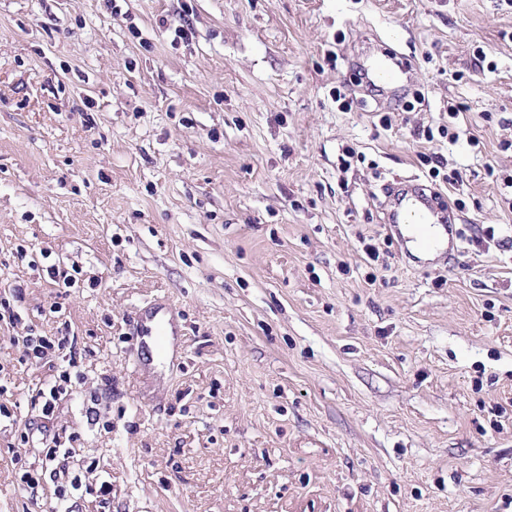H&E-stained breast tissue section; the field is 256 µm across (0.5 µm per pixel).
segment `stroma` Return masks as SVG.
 <instances>
[{
	"mask_svg": "<svg viewBox=\"0 0 512 512\" xmlns=\"http://www.w3.org/2000/svg\"><path fill=\"white\" fill-rule=\"evenodd\" d=\"M378 42L425 95L388 130L396 93L330 95ZM452 104L464 138L413 137ZM430 152L462 173L445 259L385 220ZM511 176L506 0H0V512H58L16 480L52 438L75 512H512ZM157 299L182 334L138 369ZM31 332L68 342L37 367ZM70 380V374L64 371L59 373L57 376L53 375V377L47 383H45L44 386H40L37 393V399L41 398L43 403V413H53L57 400H59L62 395L67 394L66 388L63 387L60 382L67 384V382H70Z\"/></svg>",
	"mask_w": 512,
	"mask_h": 512,
	"instance_id": "obj_1",
	"label": "stroma"
}]
</instances>
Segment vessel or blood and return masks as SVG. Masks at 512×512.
<instances>
[{
	"mask_svg": "<svg viewBox=\"0 0 512 512\" xmlns=\"http://www.w3.org/2000/svg\"><path fill=\"white\" fill-rule=\"evenodd\" d=\"M408 59L388 55L367 57L362 70L377 85L392 90L408 79ZM402 243L425 240L429 250L447 249L454 241V220L440 215L438 202L423 186L403 189L388 219ZM175 310L171 304L148 305L138 312L139 333L143 336H173L177 333Z\"/></svg>",
	"mask_w": 512,
	"mask_h": 512,
	"instance_id": "b4317fda",
	"label": "vessel or blood"
}]
</instances>
